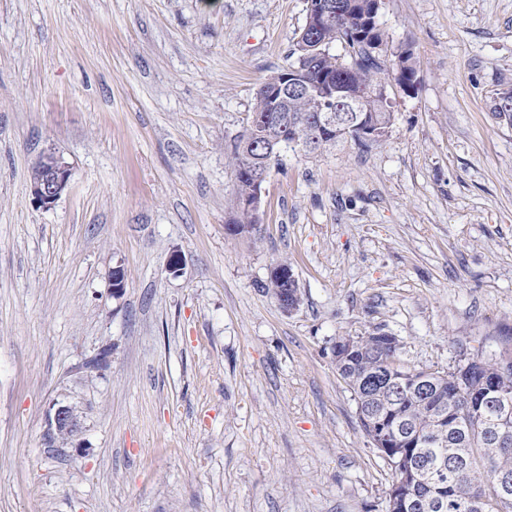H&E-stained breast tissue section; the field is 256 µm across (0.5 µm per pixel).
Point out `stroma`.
Masks as SVG:
<instances>
[{"label": "stroma", "instance_id": "35a3bbf8", "mask_svg": "<svg viewBox=\"0 0 512 512\" xmlns=\"http://www.w3.org/2000/svg\"><path fill=\"white\" fill-rule=\"evenodd\" d=\"M306 18L0 0V512H387L337 338L386 332L442 372L512 345V127L492 116L512 0H382L418 71L386 138L283 152L255 230L230 235L228 146ZM50 150L70 183L43 209L29 170ZM59 402L79 446L48 429Z\"/></svg>", "mask_w": 512, "mask_h": 512}]
</instances>
